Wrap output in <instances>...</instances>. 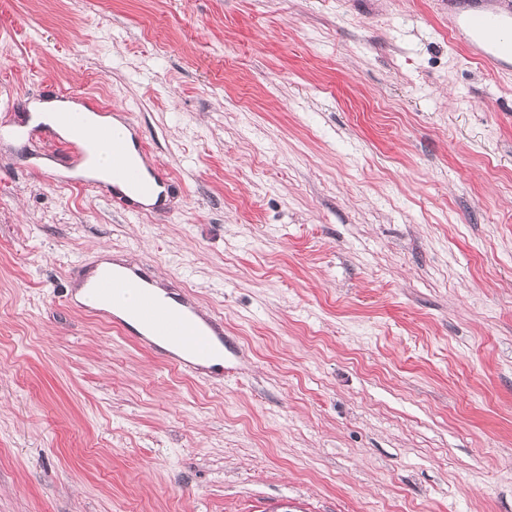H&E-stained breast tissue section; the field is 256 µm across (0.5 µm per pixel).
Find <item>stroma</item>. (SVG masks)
<instances>
[{
    "instance_id": "stroma-1",
    "label": "stroma",
    "mask_w": 512,
    "mask_h": 512,
    "mask_svg": "<svg viewBox=\"0 0 512 512\" xmlns=\"http://www.w3.org/2000/svg\"><path fill=\"white\" fill-rule=\"evenodd\" d=\"M496 0H0V129L64 91L168 209L0 136V512H512V71ZM117 256L224 318L179 372L61 295ZM503 5L504 12L473 10L458 18L451 29L453 33L459 29L470 32L473 38L470 47L495 71L512 68V7L509 2Z\"/></svg>"
}]
</instances>
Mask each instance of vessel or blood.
<instances>
[{"label": "vessel or blood", "mask_w": 512, "mask_h": 512, "mask_svg": "<svg viewBox=\"0 0 512 512\" xmlns=\"http://www.w3.org/2000/svg\"><path fill=\"white\" fill-rule=\"evenodd\" d=\"M456 28L470 32L479 58L496 71L512 69V7L490 13L481 9L458 18ZM74 139L95 147L107 142L112 178L142 197L156 194L164 185L162 176L146 178L129 160L130 147L103 127L88 130L83 110L70 109L62 116ZM71 286L85 289L91 300L90 312L111 319L122 334L132 336L141 346L159 354L168 364L203 374L210 362L224 356V320L202 313L187 293H180L175 304L158 295L153 277L141 266L115 263L83 264L74 273ZM133 294L128 319L111 317L108 307L119 291Z\"/></svg>", "instance_id": "1"}]
</instances>
